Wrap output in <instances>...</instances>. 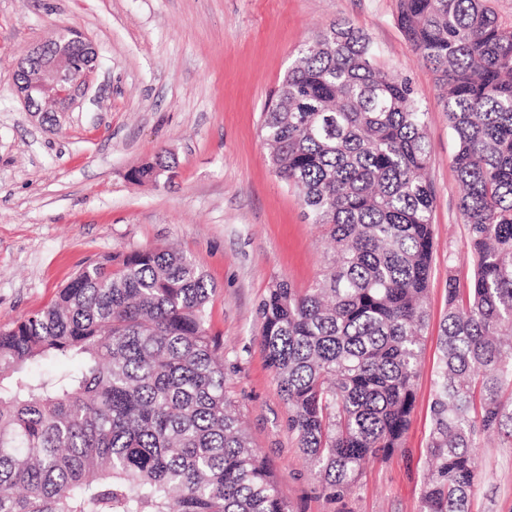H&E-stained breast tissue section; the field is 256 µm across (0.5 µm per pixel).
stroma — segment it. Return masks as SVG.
<instances>
[{"label": "stroma", "instance_id": "1", "mask_svg": "<svg viewBox=\"0 0 512 512\" xmlns=\"http://www.w3.org/2000/svg\"><path fill=\"white\" fill-rule=\"evenodd\" d=\"M397 12L398 0H0V326L49 305L82 261L182 251L216 287L209 326L224 343V389L292 512H420L448 278L465 288L472 276L456 137ZM337 21L368 35L378 66L409 79L427 114L435 246L403 446L333 501L288 431L259 314L273 282L312 287L330 254L274 174L260 123L305 44ZM65 28L98 53L92 89L79 110L32 116L17 64ZM162 151L172 178L131 180ZM478 456L470 512H512V442L481 438Z\"/></svg>", "mask_w": 512, "mask_h": 512}]
</instances>
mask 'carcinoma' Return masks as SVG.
Here are the masks:
<instances>
[{
	"label": "carcinoma",
	"mask_w": 512,
	"mask_h": 512,
	"mask_svg": "<svg viewBox=\"0 0 512 512\" xmlns=\"http://www.w3.org/2000/svg\"><path fill=\"white\" fill-rule=\"evenodd\" d=\"M398 2L458 142L473 267L467 290L448 276L421 512H468L478 440H512V29L487 0ZM260 129L333 251L313 287L273 284L261 345L289 432L340 498L411 423L433 255L426 112L338 22ZM171 171L160 153L131 178ZM215 292L179 251L134 249L83 263L51 305L0 328V512H290L224 391ZM52 360L75 367L31 370Z\"/></svg>",
	"instance_id": "obj_1"
}]
</instances>
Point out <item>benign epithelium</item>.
Listing matches in <instances>:
<instances>
[{
  "mask_svg": "<svg viewBox=\"0 0 512 512\" xmlns=\"http://www.w3.org/2000/svg\"><path fill=\"white\" fill-rule=\"evenodd\" d=\"M94 71L90 64L83 70H75L71 58L53 52L46 39L34 45L19 63L16 91L26 110L35 115L43 112L40 100L47 96L55 101L54 111L71 112L83 102Z\"/></svg>",
  "mask_w": 512,
  "mask_h": 512,
  "instance_id": "7a95c632",
  "label": "benign epithelium"
}]
</instances>
